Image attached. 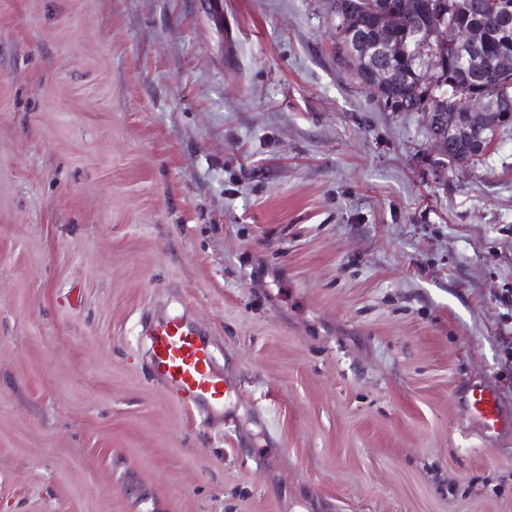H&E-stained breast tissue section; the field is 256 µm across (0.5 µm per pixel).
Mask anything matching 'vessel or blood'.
I'll list each match as a JSON object with an SVG mask.
<instances>
[{
  "mask_svg": "<svg viewBox=\"0 0 512 512\" xmlns=\"http://www.w3.org/2000/svg\"><path fill=\"white\" fill-rule=\"evenodd\" d=\"M150 359L156 377L178 402L211 420L224 412V380L213 367V353L204 333L188 318L174 315L148 331ZM466 406L485 435L501 431L505 421L496 394L471 388Z\"/></svg>",
  "mask_w": 512,
  "mask_h": 512,
  "instance_id": "vessel-or-blood-1",
  "label": "vessel or blood"
}]
</instances>
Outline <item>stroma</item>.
Instances as JSON below:
<instances>
[{"label":"stroma","mask_w":512,"mask_h":512,"mask_svg":"<svg viewBox=\"0 0 512 512\" xmlns=\"http://www.w3.org/2000/svg\"><path fill=\"white\" fill-rule=\"evenodd\" d=\"M330 5L0 0V512H512V134L440 168ZM150 359L156 377L178 402L206 420L224 412V379L213 368L205 334L182 315L152 325L148 331ZM466 407L470 419L477 422L487 436L498 433L506 426L499 411L497 396L488 388H471L466 396Z\"/></svg>","instance_id":"stroma-1"}]
</instances>
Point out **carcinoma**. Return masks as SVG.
I'll list each match as a JSON object with an SVG mask.
<instances>
[{"label": "carcinoma", "instance_id": "1", "mask_svg": "<svg viewBox=\"0 0 512 512\" xmlns=\"http://www.w3.org/2000/svg\"><path fill=\"white\" fill-rule=\"evenodd\" d=\"M484 0H333L335 49L358 80L363 92L385 112L417 115L438 151L458 164L478 155L482 159L495 136L472 131L457 139L435 126V118L463 109L477 92L497 104V133L512 128V74L487 65L502 52H512V0H501L496 14L482 7ZM456 22L476 39L467 46L469 64L441 36V28ZM393 46L388 76L375 82L377 55L364 47ZM426 51L430 76L418 65L415 52Z\"/></svg>", "mask_w": 512, "mask_h": 512}]
</instances>
